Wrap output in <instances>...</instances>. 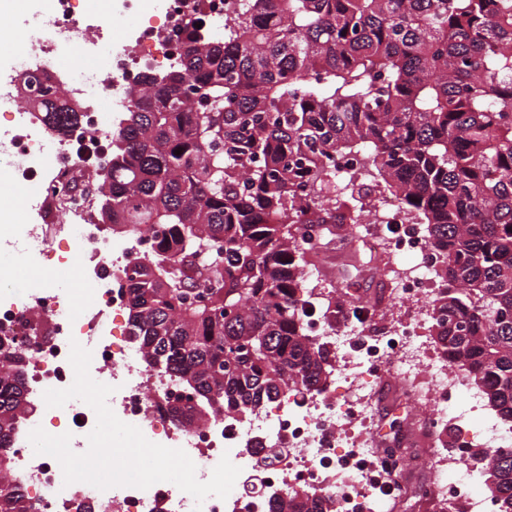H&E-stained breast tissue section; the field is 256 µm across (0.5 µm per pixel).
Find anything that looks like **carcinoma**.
<instances>
[{"instance_id":"obj_1","label":"carcinoma","mask_w":512,"mask_h":512,"mask_svg":"<svg viewBox=\"0 0 512 512\" xmlns=\"http://www.w3.org/2000/svg\"><path fill=\"white\" fill-rule=\"evenodd\" d=\"M64 136L59 92L40 108ZM100 209L128 256L130 340L193 390L174 417L245 418L334 377L306 334L305 240L359 223L336 157L425 225L444 288L430 336L512 430V0H242L224 36L193 37L148 72L112 129ZM29 409L23 369L0 367V449ZM481 483L512 512V448ZM0 512H31L0 484ZM272 512H331L307 492Z\"/></svg>"}]
</instances>
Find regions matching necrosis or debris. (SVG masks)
<instances>
[{
  "mask_svg": "<svg viewBox=\"0 0 512 512\" xmlns=\"http://www.w3.org/2000/svg\"><path fill=\"white\" fill-rule=\"evenodd\" d=\"M38 33L15 38L13 19L0 21V44L11 45L9 62L0 65V177L11 180L21 206L0 218V250L11 248L27 263L49 265L48 276L28 281L18 293L0 292V363L20 364L24 391L31 404L0 455V472L18 489L33 512H270L304 490L328 498L334 512H372L381 490L404 485L401 466L388 464L382 448H349L340 441L341 424L357 420L368 408L369 391L360 388L341 399L319 394L280 396L248 419L229 414L199 424L175 422L168 405L185 403L192 394L177 380L148 370L131 344L124 324L129 293L115 275L128 252L149 244L141 235L107 237L94 220L97 183L72 188L77 171L99 173L107 165L112 127L128 104V89L143 67L173 63L196 24L210 35L224 32V14L238 0H22ZM122 24L121 48L99 60V39ZM59 88L80 114L77 127L59 137L44 127L36 112L22 111L26 77ZM382 208L403 225L417 265L403 279L400 294L412 306L402 326L384 336H370L351 324L331 330L312 319L309 334L335 344L340 379L370 380L383 371L416 376L429 404L434 428L448 420V400L465 398L468 410L480 399L467 389L460 368L429 350L420 332L427 320L426 301L435 264L428 241L400 214L397 203ZM72 280L63 290L56 283ZM92 353L90 374L113 386L108 404L123 422L138 427L151 442L184 450L207 481L222 456L239 467L227 498L203 502L175 484L159 482L146 489L115 487L105 491L84 482L65 484L58 461L35 454L30 431L71 433V448L82 453L96 425L94 410L73 399L47 407L43 394L64 389L74 380L69 363L71 342ZM487 449L512 446V433L493 421L463 436L455 457L443 460L425 506L429 512H492L494 501L475 473L462 463L474 443Z\"/></svg>",
  "mask_w": 512,
  "mask_h": 512,
  "instance_id": "obj_1",
  "label": "necrosis or debris"
}]
</instances>
